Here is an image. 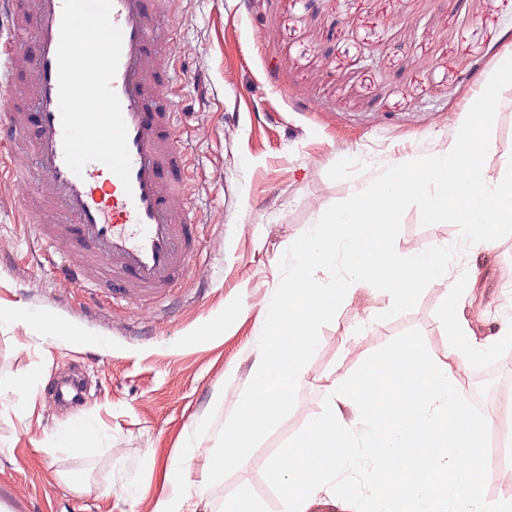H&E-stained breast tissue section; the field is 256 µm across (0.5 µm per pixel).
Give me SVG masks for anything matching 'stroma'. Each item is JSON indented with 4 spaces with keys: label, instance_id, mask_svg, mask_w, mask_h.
<instances>
[{
    "label": "stroma",
    "instance_id": "stroma-1",
    "mask_svg": "<svg viewBox=\"0 0 512 512\" xmlns=\"http://www.w3.org/2000/svg\"><path fill=\"white\" fill-rule=\"evenodd\" d=\"M177 30L169 100L177 114L199 225L187 286L145 305L99 297L88 309L35 224L21 222L22 186L0 179V308L50 314L104 348L56 344L0 324V500L15 512H154L164 469L193 443L192 468L214 451L259 355L263 306L292 241L332 204L385 167L442 149L512 49V0H171ZM483 170L512 157V87L503 90ZM452 224L422 226L406 211L396 250L449 246ZM512 236L489 253L466 250L449 267L473 289L464 314L477 340L512 323ZM428 288L390 320L391 298L372 289L343 301L320 332L297 401L221 485L201 491L206 512L238 494L263 512L283 505L263 475L267 461L313 416L336 377L350 375L399 334L421 330L432 358L448 340ZM79 376L77 405L55 404L58 381ZM32 391L19 401L13 387ZM23 411H16V404ZM101 440L75 457L50 441L72 417Z\"/></svg>",
    "mask_w": 512,
    "mask_h": 512
}]
</instances>
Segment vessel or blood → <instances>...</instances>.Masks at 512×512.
<instances>
[{
	"label": "vessel or blood",
	"mask_w": 512,
	"mask_h": 512,
	"mask_svg": "<svg viewBox=\"0 0 512 512\" xmlns=\"http://www.w3.org/2000/svg\"><path fill=\"white\" fill-rule=\"evenodd\" d=\"M63 0H0V178L27 185L20 215L46 246L66 244L65 275L78 288L108 286L112 300L146 304L186 280L197 226L175 115L160 107L173 67L163 0H113L122 52L112 86L128 128L131 184L104 164L66 165L56 52Z\"/></svg>",
	"instance_id": "vessel-or-blood-1"
}]
</instances>
